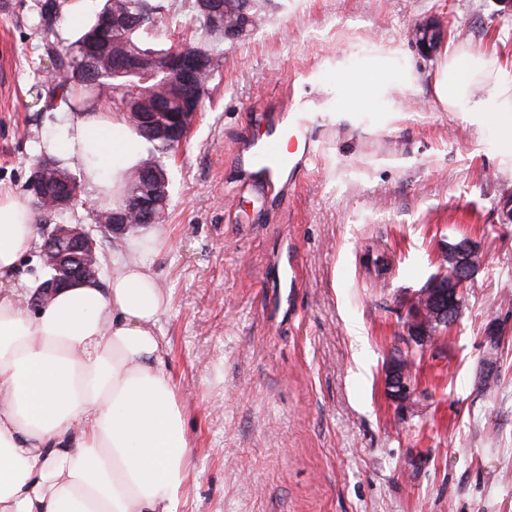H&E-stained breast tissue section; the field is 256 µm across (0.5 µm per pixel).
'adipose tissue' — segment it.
Returning <instances> with one entry per match:
<instances>
[{"instance_id":"1","label":"adipose tissue","mask_w":512,"mask_h":512,"mask_svg":"<svg viewBox=\"0 0 512 512\" xmlns=\"http://www.w3.org/2000/svg\"><path fill=\"white\" fill-rule=\"evenodd\" d=\"M495 58L448 54L443 108L490 115L512 152V83ZM390 83L374 68L344 78L362 108ZM43 150L76 164L94 199L118 200L144 141L118 112L82 115ZM39 241L29 197L0 187V512H177L190 442L178 388L162 366L168 298L129 241L106 287L58 291L38 313L15 273Z\"/></svg>"}]
</instances>
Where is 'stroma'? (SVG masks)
<instances>
[{
  "label": "stroma",
  "mask_w": 512,
  "mask_h": 512,
  "mask_svg": "<svg viewBox=\"0 0 512 512\" xmlns=\"http://www.w3.org/2000/svg\"><path fill=\"white\" fill-rule=\"evenodd\" d=\"M224 40L188 138L163 162L165 223L133 232L169 304L164 368L187 408L193 484L178 512H512V154L434 93L446 51L496 57L512 81V9L497 0H258ZM0 11V186L25 193L51 67L37 0ZM442 31L424 49L417 26ZM388 67L380 111L340 72ZM294 103L314 163L288 200L240 183L235 143ZM128 238V239H131ZM128 239L101 237L100 283ZM481 256L461 313L410 361L407 407L385 385L415 293L448 246ZM293 269L287 283L275 271ZM501 340L490 346L489 327ZM489 386H482V377Z\"/></svg>",
  "instance_id": "obj_1"
}]
</instances>
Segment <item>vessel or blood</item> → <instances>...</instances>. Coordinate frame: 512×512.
I'll use <instances>...</instances> for the list:
<instances>
[{"mask_svg":"<svg viewBox=\"0 0 512 512\" xmlns=\"http://www.w3.org/2000/svg\"><path fill=\"white\" fill-rule=\"evenodd\" d=\"M306 127L298 113L286 111L277 123L267 125L264 137L236 144L233 152L245 187L277 201L286 198L294 173L312 159Z\"/></svg>","mask_w":512,"mask_h":512,"instance_id":"1","label":"vessel or blood"}]
</instances>
